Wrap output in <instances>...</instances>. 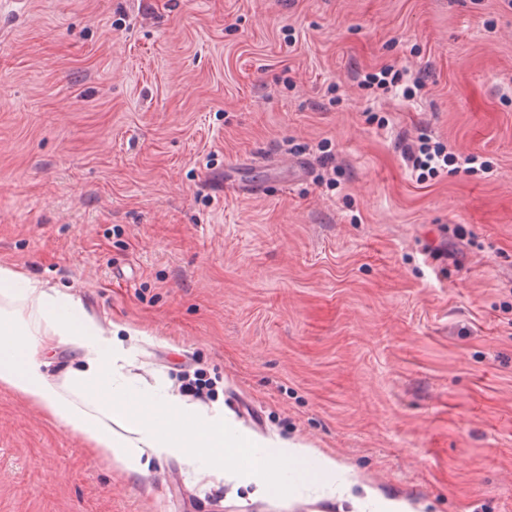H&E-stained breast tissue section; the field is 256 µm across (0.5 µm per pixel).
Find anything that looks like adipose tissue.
Wrapping results in <instances>:
<instances>
[{
    "label": "adipose tissue",
    "mask_w": 512,
    "mask_h": 512,
    "mask_svg": "<svg viewBox=\"0 0 512 512\" xmlns=\"http://www.w3.org/2000/svg\"><path fill=\"white\" fill-rule=\"evenodd\" d=\"M145 338L126 323L102 326L72 293L0 264V388L108 463L136 476L173 458L199 480H234L257 498L293 499L310 487L333 498L357 484L353 468L330 455L295 439L258 438L223 406L188 401L167 379L142 382L130 368ZM61 346L77 363L57 378L46 365Z\"/></svg>",
    "instance_id": "adipose-tissue-1"
}]
</instances>
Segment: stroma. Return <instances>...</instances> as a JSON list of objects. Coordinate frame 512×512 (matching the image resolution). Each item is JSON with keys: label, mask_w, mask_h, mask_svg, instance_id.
Returning a JSON list of instances; mask_svg holds the SVG:
<instances>
[{"label": "stroma", "mask_w": 512, "mask_h": 512, "mask_svg": "<svg viewBox=\"0 0 512 512\" xmlns=\"http://www.w3.org/2000/svg\"><path fill=\"white\" fill-rule=\"evenodd\" d=\"M0 263L359 479L131 477L0 389V512H512V0H0ZM419 153L424 155V159L415 154L414 148L411 145L408 146L404 152L406 158L412 162L413 169L418 168L419 170H427L428 175L436 174L439 169H442V167H448V163L453 162L457 165L455 169L462 168L467 173H476L474 166H465L474 164L477 160L475 156H466L461 158L459 161V159L452 156L450 152H448V155H445L440 151H435L434 154H429L421 147L419 148ZM367 496L364 506L371 512H413L411 505L402 499L386 497L382 493L366 488Z\"/></svg>", "instance_id": "obj_1"}]
</instances>
